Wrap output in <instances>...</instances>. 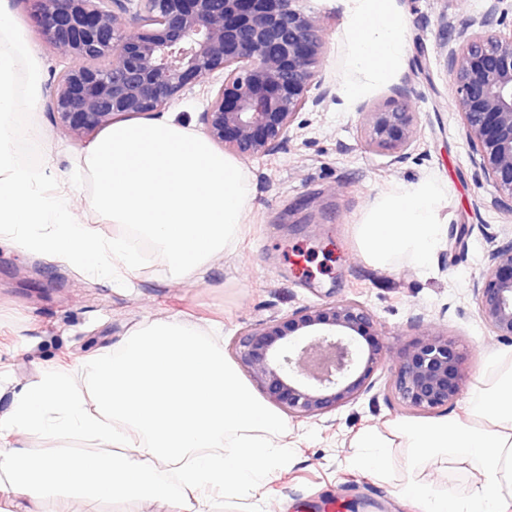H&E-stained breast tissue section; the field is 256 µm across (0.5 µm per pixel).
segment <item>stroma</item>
I'll return each instance as SVG.
<instances>
[{
  "instance_id": "1",
  "label": "stroma",
  "mask_w": 512,
  "mask_h": 512,
  "mask_svg": "<svg viewBox=\"0 0 512 512\" xmlns=\"http://www.w3.org/2000/svg\"><path fill=\"white\" fill-rule=\"evenodd\" d=\"M312 5L325 15L330 92L302 112L282 150L243 159L252 188L246 227L204 278L172 275L154 255L122 287L90 278L67 261L0 244V415L9 411L13 394L34 385L43 372L116 344L147 320L177 315L202 331L223 323L218 345L230 363L240 331L340 298L365 303L391 349L428 329L455 339L466 359L467 389L488 386L501 367L512 365V341L489 331L473 293L492 245L512 236V215L494 207L495 190L474 164L442 40L444 25L457 28L480 18L485 0H391L404 24V55L387 82L367 86L358 99L342 92L359 79L350 65L345 0ZM9 6L42 64V94L31 116L35 142L56 175L70 178L91 147L75 143L50 111L51 91L70 61L38 38L26 0H9ZM397 87L406 88L404 102L418 119L416 148L401 162L368 151L359 133L360 102L384 104ZM424 179L440 188L437 215L444 223L429 267L407 255L372 262L359 245L358 224L383 194ZM391 372L388 365L379 369L368 392L336 411L285 417L287 461L260 494L226 500L218 512H322L329 502L338 512H420L398 495L410 476L465 496L474 467L430 466L411 473L407 449L390 442L395 422L466 420L465 400L436 414L409 412L388 389ZM366 431L390 443L385 475L359 463L357 440Z\"/></svg>"
}]
</instances>
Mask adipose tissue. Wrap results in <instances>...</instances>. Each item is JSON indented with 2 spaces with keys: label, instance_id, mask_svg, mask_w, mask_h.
<instances>
[{
  "label": "adipose tissue",
  "instance_id": "adipose-tissue-1",
  "mask_svg": "<svg viewBox=\"0 0 512 512\" xmlns=\"http://www.w3.org/2000/svg\"><path fill=\"white\" fill-rule=\"evenodd\" d=\"M351 66L364 82L388 79L404 52L403 24L390 0H347ZM433 181L384 194L359 226L375 262L407 254L427 265L443 226ZM209 333L179 317L154 319L125 336L118 350L86 358L81 380L44 373L16 394L0 417V439L22 432L90 438L113 453L30 455L0 448V495L89 504L163 498L180 512H212L217 499L259 491L287 454L284 421L238 381ZM470 422L401 424L409 465H479L462 498L408 481L402 495L424 512H512V368L467 397Z\"/></svg>",
  "mask_w": 512,
  "mask_h": 512
}]
</instances>
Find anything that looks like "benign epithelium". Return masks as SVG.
<instances>
[{
  "instance_id": "benign-epithelium-1",
  "label": "benign epithelium",
  "mask_w": 512,
  "mask_h": 512,
  "mask_svg": "<svg viewBox=\"0 0 512 512\" xmlns=\"http://www.w3.org/2000/svg\"><path fill=\"white\" fill-rule=\"evenodd\" d=\"M36 31L71 59L52 96L55 122L76 141L122 119L164 111L212 73L224 82L207 96L201 123L225 151L246 158L277 153L299 114L327 94L322 20L309 0H26ZM480 20L445 31V64L473 159L512 213V18L487 0ZM394 89L383 105L363 102L365 147L411 156L417 117ZM473 291L480 316L512 340V237L494 245ZM372 312L354 299L293 310L239 334L235 358L288 415L334 411L372 388L389 348ZM467 367L455 340L426 332L395 360L389 388L398 404L433 414L460 397Z\"/></svg>"
}]
</instances>
